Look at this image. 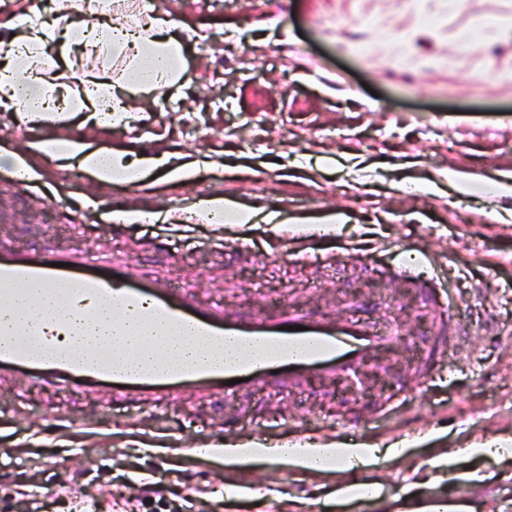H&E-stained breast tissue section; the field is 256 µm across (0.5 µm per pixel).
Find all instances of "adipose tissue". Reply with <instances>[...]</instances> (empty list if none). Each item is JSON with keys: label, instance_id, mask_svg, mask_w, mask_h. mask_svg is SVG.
Segmentation results:
<instances>
[{"label": "adipose tissue", "instance_id": "adipose-tissue-1", "mask_svg": "<svg viewBox=\"0 0 512 512\" xmlns=\"http://www.w3.org/2000/svg\"><path fill=\"white\" fill-rule=\"evenodd\" d=\"M51 22L31 20L17 25L7 20L6 28L15 32L10 41V55L27 59L25 69L11 63L0 66V105L10 108L15 119L35 127L57 117V101L68 96L70 109L83 112L94 127L108 130L129 126L132 121L131 98L135 91L148 93L178 90L185 81L182 71L184 41L166 36L173 20L156 12L153 0H141L137 17L132 21H116L112 16V0H83L82 14L86 19L83 32V52L94 64L76 83H69L66 70L59 66L66 58L69 43L63 32L70 25L72 0H53ZM56 55H49V48ZM133 55L135 64L125 76L123 91H115L111 80L102 78L99 64L115 55ZM73 159L79 168L99 184L140 185L144 170L166 167L167 177L174 182L190 179L195 167L191 164L170 165L167 153H155L130 159L121 151H105L91 147L85 140L68 136L32 138L24 152L11 153L16 171L23 179L34 173L33 158ZM193 217L210 224L228 222L251 224L264 221L274 224L277 214L257 216L255 212L238 209L223 197L201 200ZM381 448L367 443L340 444L314 442L290 446L266 442L229 444L224 448V465L239 468L259 462H277L312 474L348 472L367 466L380 457Z\"/></svg>", "mask_w": 512, "mask_h": 512}]
</instances>
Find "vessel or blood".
<instances>
[{"mask_svg":"<svg viewBox=\"0 0 512 512\" xmlns=\"http://www.w3.org/2000/svg\"><path fill=\"white\" fill-rule=\"evenodd\" d=\"M113 277L92 271L89 257L59 247L19 252L0 244V308L52 293L81 309L78 321H40L0 327V383L24 388L101 386L116 404L156 411L194 393L232 397L310 378L333 381L373 353L396 344L390 326L365 317L283 306L232 312L197 306L190 286L176 287L157 270L124 269ZM436 342L422 348L417 370L447 356L467 335L438 302ZM185 338L200 355L186 358L168 342ZM240 352L225 356L227 343Z\"/></svg>","mask_w":512,"mask_h":512,"instance_id":"vessel-or-blood-1","label":"vessel or blood"}]
</instances>
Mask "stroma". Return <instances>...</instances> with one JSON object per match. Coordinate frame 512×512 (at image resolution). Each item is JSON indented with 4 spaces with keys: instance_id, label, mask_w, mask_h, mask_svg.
Wrapping results in <instances>:
<instances>
[{
    "instance_id": "35a3bbf8",
    "label": "stroma",
    "mask_w": 512,
    "mask_h": 512,
    "mask_svg": "<svg viewBox=\"0 0 512 512\" xmlns=\"http://www.w3.org/2000/svg\"><path fill=\"white\" fill-rule=\"evenodd\" d=\"M154 3L196 35L179 93L139 95L140 118L108 133L78 116L34 131L0 110V149L62 132L133 156L170 148L173 162H196L190 182L158 167L147 188L101 186L46 159L19 185L0 160V243L160 268L203 306L350 315L355 298L381 323L404 321L405 337L367 364L379 389L363 400L314 377L287 392L189 396L155 416L98 387L2 385L0 512H168L186 495L215 512H412L427 500L512 512V458L467 452L512 443V0ZM459 174L473 184L459 189ZM211 196L280 221L182 222ZM120 206L148 218L104 229ZM430 254L460 324L484 329L424 379L408 349L431 339L437 312L391 269ZM231 414L242 423L228 436ZM253 439L407 446L377 465L378 495L352 501L276 464L226 469L217 448ZM155 482L165 492L152 511L138 493Z\"/></svg>"
}]
</instances>
